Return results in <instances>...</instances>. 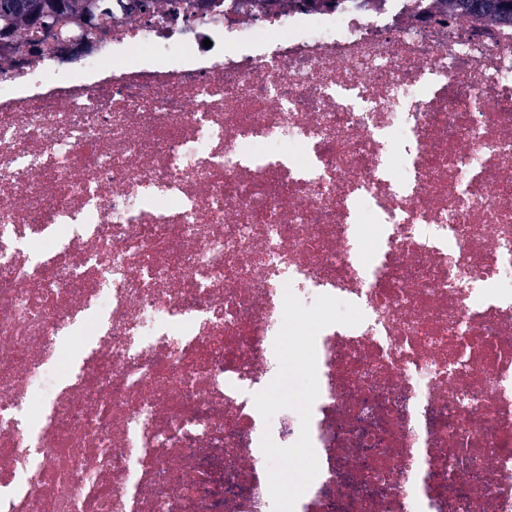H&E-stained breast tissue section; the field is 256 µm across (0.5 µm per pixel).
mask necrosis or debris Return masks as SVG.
<instances>
[{
    "label": "necrosis or debris",
    "instance_id": "obj_1",
    "mask_svg": "<svg viewBox=\"0 0 512 512\" xmlns=\"http://www.w3.org/2000/svg\"><path fill=\"white\" fill-rule=\"evenodd\" d=\"M82 33L0 40V512H512V24Z\"/></svg>",
    "mask_w": 512,
    "mask_h": 512
}]
</instances>
